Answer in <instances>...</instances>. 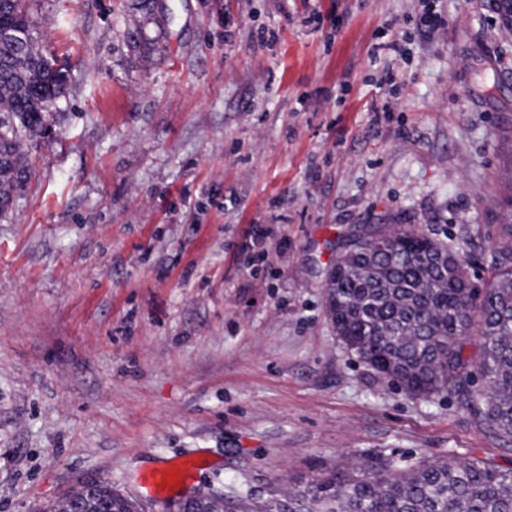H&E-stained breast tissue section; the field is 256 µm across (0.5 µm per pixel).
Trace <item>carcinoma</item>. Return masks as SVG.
Returning a JSON list of instances; mask_svg holds the SVG:
<instances>
[{"instance_id":"carcinoma-1","label":"carcinoma","mask_w":512,"mask_h":512,"mask_svg":"<svg viewBox=\"0 0 512 512\" xmlns=\"http://www.w3.org/2000/svg\"><path fill=\"white\" fill-rule=\"evenodd\" d=\"M40 0H0V213L24 190L27 142L49 134L64 66L39 46ZM510 221L493 272L473 283L460 246L411 224H371L336 254L327 311L344 347L409 394H453L495 437L512 441V171ZM483 338L466 353L468 336ZM250 512H512V468L448 456L387 458L326 473Z\"/></svg>"}]
</instances>
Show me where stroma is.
Segmentation results:
<instances>
[{
    "instance_id": "stroma-1",
    "label": "stroma",
    "mask_w": 512,
    "mask_h": 512,
    "mask_svg": "<svg viewBox=\"0 0 512 512\" xmlns=\"http://www.w3.org/2000/svg\"><path fill=\"white\" fill-rule=\"evenodd\" d=\"M416 6L41 0L68 90L0 214V512L89 479L172 512L382 457L512 467V442L403 391L326 316L333 244L363 224L492 269L512 37L489 0H438L435 32ZM405 36L409 57L371 60ZM172 460L189 477L147 497L140 473Z\"/></svg>"
}]
</instances>
